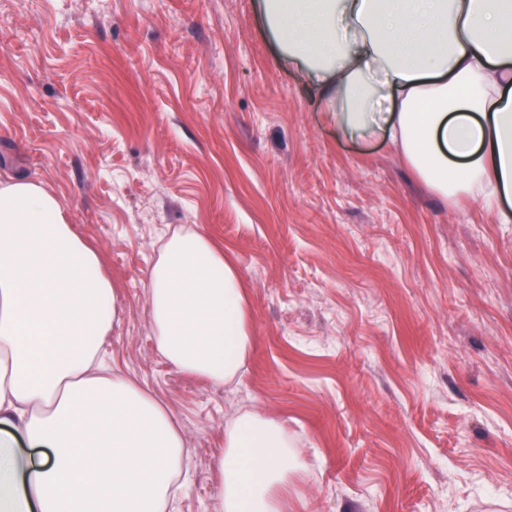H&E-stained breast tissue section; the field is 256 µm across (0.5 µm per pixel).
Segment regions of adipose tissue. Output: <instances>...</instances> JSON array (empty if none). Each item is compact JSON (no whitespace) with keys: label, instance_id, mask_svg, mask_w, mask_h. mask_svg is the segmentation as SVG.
I'll use <instances>...</instances> for the list:
<instances>
[{"label":"adipose tissue","instance_id":"ef3b65f1","mask_svg":"<svg viewBox=\"0 0 512 512\" xmlns=\"http://www.w3.org/2000/svg\"><path fill=\"white\" fill-rule=\"evenodd\" d=\"M257 12L345 136H387L443 196L490 209L512 197V0H257ZM145 288L166 361L239 379L254 336L222 249L174 230ZM119 323L99 254L58 198L33 181L0 184V512H166L180 491L189 450L169 406L99 363ZM301 469L282 423L237 413L218 512H286Z\"/></svg>","mask_w":512,"mask_h":512}]
</instances>
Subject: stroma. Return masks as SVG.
Returning <instances> with one entry per match:
<instances>
[{"label": "stroma", "instance_id": "stroma-1", "mask_svg": "<svg viewBox=\"0 0 512 512\" xmlns=\"http://www.w3.org/2000/svg\"><path fill=\"white\" fill-rule=\"evenodd\" d=\"M255 2L0 0V182L42 184L100 251L122 309L103 358L191 450L170 512H216L243 408L287 426L295 512H512V223L343 137ZM181 227L249 290L241 383L155 349L144 280Z\"/></svg>", "mask_w": 512, "mask_h": 512}]
</instances>
